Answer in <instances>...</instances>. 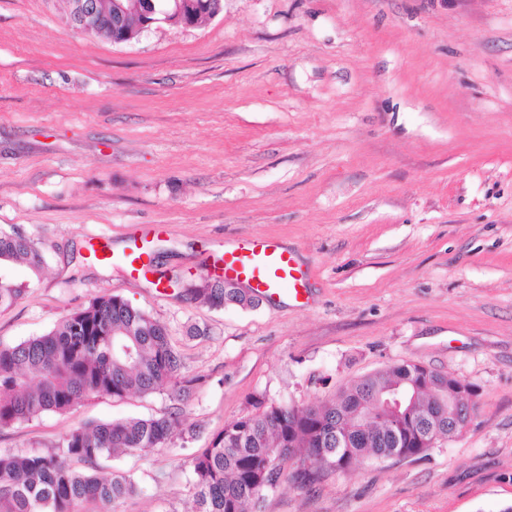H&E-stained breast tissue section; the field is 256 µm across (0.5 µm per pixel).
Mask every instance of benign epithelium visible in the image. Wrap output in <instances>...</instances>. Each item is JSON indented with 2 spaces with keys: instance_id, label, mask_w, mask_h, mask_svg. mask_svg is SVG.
Masks as SVG:
<instances>
[{
  "instance_id": "1",
  "label": "benign epithelium",
  "mask_w": 512,
  "mask_h": 512,
  "mask_svg": "<svg viewBox=\"0 0 512 512\" xmlns=\"http://www.w3.org/2000/svg\"><path fill=\"white\" fill-rule=\"evenodd\" d=\"M222 9V0H111V11L106 13L98 0H69L67 19L72 27L88 35L108 28L112 43L125 44L163 25L194 28L201 19L218 16ZM130 16L138 19L134 29L126 26Z\"/></svg>"
}]
</instances>
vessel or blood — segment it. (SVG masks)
I'll list each match as a JSON object with an SVG mask.
<instances>
[{
  "instance_id": "vessel-or-blood-1",
  "label": "vessel or blood",
  "mask_w": 512,
  "mask_h": 512,
  "mask_svg": "<svg viewBox=\"0 0 512 512\" xmlns=\"http://www.w3.org/2000/svg\"><path fill=\"white\" fill-rule=\"evenodd\" d=\"M124 262L131 277L144 275L148 254L138 242H129ZM203 273L220 277L230 272L254 287L256 294L271 300L285 295L292 300L306 298L307 273L294 252L272 239H257L224 252L213 263L203 265Z\"/></svg>"
}]
</instances>
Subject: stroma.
<instances>
[{"instance_id":"35a3bbf8","label":"stroma","mask_w":512,"mask_h":512,"mask_svg":"<svg viewBox=\"0 0 512 512\" xmlns=\"http://www.w3.org/2000/svg\"><path fill=\"white\" fill-rule=\"evenodd\" d=\"M194 28L115 45L67 0H0V227L42 243L8 276L0 343L95 296L168 330L188 400L97 395L0 429L47 452L74 428L180 412L169 447L101 458L141 495L114 512H190L195 452L255 398L318 406L411 361L473 382L458 436L415 460L365 461L262 512H502L512 505V0H223ZM153 238L156 272L94 261ZM272 238L308 272L305 301L211 308L188 287L225 245Z\"/></svg>"}]
</instances>
